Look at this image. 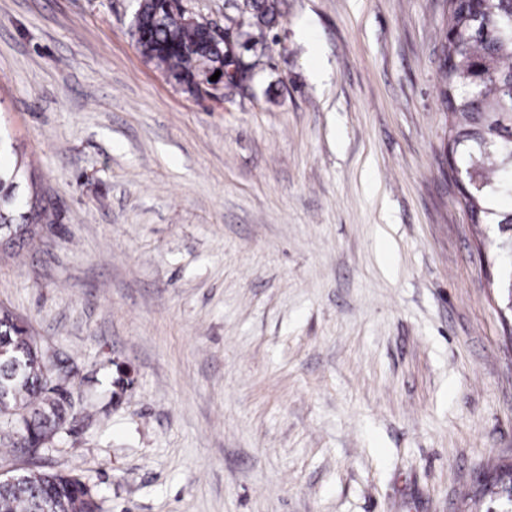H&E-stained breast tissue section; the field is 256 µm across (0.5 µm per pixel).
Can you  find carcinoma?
Here are the masks:
<instances>
[{
    "instance_id": "cac0c4a2",
    "label": "carcinoma",
    "mask_w": 512,
    "mask_h": 512,
    "mask_svg": "<svg viewBox=\"0 0 512 512\" xmlns=\"http://www.w3.org/2000/svg\"><path fill=\"white\" fill-rule=\"evenodd\" d=\"M135 34L141 53L187 91H192L202 59L221 61L203 29L188 25L169 0H143ZM441 100L448 112V157L462 162V176L473 166L479 141L503 155L512 153V0H448ZM478 184L462 188L461 202L473 224L495 222L507 234L502 249L512 255V212H497L492 202L512 195V165L487 163ZM21 165L0 149V240L24 245L38 226L53 223L35 191L20 192ZM23 321L0 309V419L19 424V437L4 439L14 448L42 447L65 421L68 390L54 379ZM497 491L486 512L506 506L512 463L484 473ZM0 512H100L92 487L70 475L41 471L0 480Z\"/></svg>"
}]
</instances>
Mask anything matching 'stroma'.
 I'll list each match as a JSON object with an SVG mask.
<instances>
[{
    "label": "stroma",
    "instance_id": "1",
    "mask_svg": "<svg viewBox=\"0 0 512 512\" xmlns=\"http://www.w3.org/2000/svg\"><path fill=\"white\" fill-rule=\"evenodd\" d=\"M137 0H0V138L55 215L0 307L72 373L0 474L102 512H480L512 461V261L441 105L448 0H187L253 66L185 92Z\"/></svg>",
    "mask_w": 512,
    "mask_h": 512
}]
</instances>
